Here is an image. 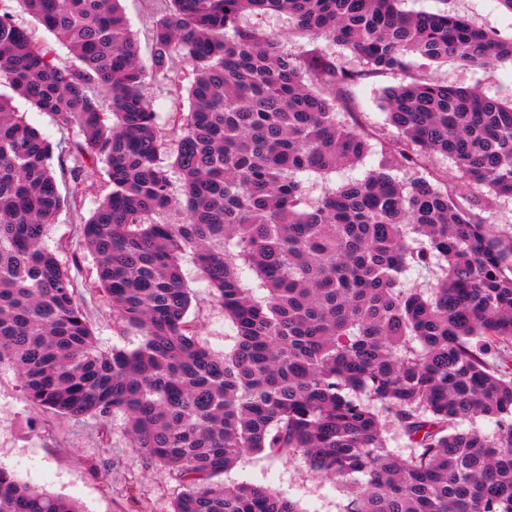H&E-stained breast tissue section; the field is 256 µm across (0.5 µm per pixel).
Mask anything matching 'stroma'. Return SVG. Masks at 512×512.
Returning <instances> with one entry per match:
<instances>
[{
  "instance_id": "stroma-1",
  "label": "stroma",
  "mask_w": 512,
  "mask_h": 512,
  "mask_svg": "<svg viewBox=\"0 0 512 512\" xmlns=\"http://www.w3.org/2000/svg\"><path fill=\"white\" fill-rule=\"evenodd\" d=\"M162 3L163 0H121L140 60L146 65L151 62L153 24ZM400 7L412 13H456L501 37H512V14L505 12L498 0H402ZM3 12L9 13L16 25L30 31L37 42L49 46L57 65H76L77 59L69 48L40 26L17 0H0V13ZM432 73L448 83L471 87L491 97L512 96V65L508 63L491 69L448 63L433 66ZM193 80V66L182 56L173 60L165 76L148 80L145 94L157 114L161 135H169L174 113L188 111ZM404 80V74L398 72L363 77L350 87L349 104L340 107V119L354 117L371 134L373 145L388 141L395 130L386 121L382 94L384 89ZM12 107L26 123L60 145L51 164L60 188H67L66 169L72 161L63 149L77 139V130L60 132L51 114L20 96H13ZM107 192L102 171H90L82 197L59 212L47 244L69 268L77 284L76 299L89 317L98 346L105 351L131 350L141 338L123 330L111 305L94 288V261L81 246V226ZM183 271L198 339L214 354H223L232 347L234 332L193 262L185 261ZM0 466L37 489L78 502L84 512H172L181 491L166 468L147 465L136 449L130 448L122 415L57 417L31 404L18 376L9 367L0 368ZM225 480L281 493L296 502L300 512H339L345 501L341 485L314 475L301 456L288 460L249 452L226 474Z\"/></svg>"
}]
</instances>
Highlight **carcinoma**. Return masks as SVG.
<instances>
[{"mask_svg":"<svg viewBox=\"0 0 512 512\" xmlns=\"http://www.w3.org/2000/svg\"><path fill=\"white\" fill-rule=\"evenodd\" d=\"M18 2L80 65L57 66L4 12L0 82L78 128L68 200L104 171L82 245L94 287L142 337L98 348L45 246L67 200L53 145L0 94V367L28 400L61 418L123 414L130 447L182 487L173 512H300L216 481L249 451L304 456L342 483L343 512H512V231L488 215L512 200V98L429 72L512 64V37L400 0H165L145 66L119 0ZM267 13L288 16V40L246 23ZM179 55L196 77L165 139L144 88ZM386 71L409 78L385 92L396 139L363 179L312 195L302 175L327 180L372 151L336 94ZM187 257L233 328L221 356L197 341ZM413 268L431 280L407 285ZM0 512L81 510L0 469Z\"/></svg>","mask_w":512,"mask_h":512,"instance_id":"cac0c4a2","label":"carcinoma"}]
</instances>
